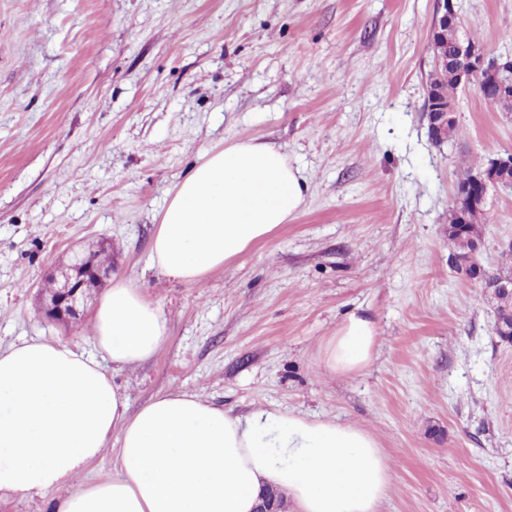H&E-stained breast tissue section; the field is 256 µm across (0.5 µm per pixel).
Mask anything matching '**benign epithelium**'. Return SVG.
Here are the masks:
<instances>
[{
  "label": "benign epithelium",
  "instance_id": "benign-epithelium-1",
  "mask_svg": "<svg viewBox=\"0 0 512 512\" xmlns=\"http://www.w3.org/2000/svg\"><path fill=\"white\" fill-rule=\"evenodd\" d=\"M438 14L435 18L432 34L448 30L454 24L457 14L452 0H438ZM443 67L451 66L459 81L474 85L480 91L495 90L502 96L512 95V80L500 77L502 71L512 69V62L500 63L487 57L483 48L461 42L455 52L440 61ZM455 106L440 100L435 94L428 93L426 118L430 135L443 141L448 131V120L455 118ZM512 180V152H506L490 161L488 166L471 177L470 183L455 193V202L461 210L477 207L486 202L489 188L499 187ZM112 274V270L95 264L92 252H81L74 262L61 274V278L52 280L50 286L40 289L43 300L42 311L46 318L61 323H74L80 319L79 307L90 298L100 284Z\"/></svg>",
  "mask_w": 512,
  "mask_h": 512
}]
</instances>
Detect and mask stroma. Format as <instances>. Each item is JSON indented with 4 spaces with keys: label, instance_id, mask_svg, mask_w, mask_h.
Wrapping results in <instances>:
<instances>
[{
    "label": "stroma",
    "instance_id": "35a3bbf8",
    "mask_svg": "<svg viewBox=\"0 0 512 512\" xmlns=\"http://www.w3.org/2000/svg\"><path fill=\"white\" fill-rule=\"evenodd\" d=\"M512 59V0H453ZM437 0H0V349L54 340L99 356L93 320H47L39 289L112 244V276L168 319L114 372L137 410L180 390L349 423L395 471L380 512H512V344L452 262L468 170L512 152V113L459 87V132L425 118ZM253 140L300 169L296 217L189 284L151 256L177 185L207 151ZM484 271L512 269V191H489ZM371 315V364L325 370L345 316ZM102 365L108 357L99 356Z\"/></svg>",
    "mask_w": 512,
    "mask_h": 512
}]
</instances>
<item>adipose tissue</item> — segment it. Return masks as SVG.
<instances>
[{"instance_id": "adipose-tissue-1", "label": "adipose tissue", "mask_w": 512, "mask_h": 512, "mask_svg": "<svg viewBox=\"0 0 512 512\" xmlns=\"http://www.w3.org/2000/svg\"><path fill=\"white\" fill-rule=\"evenodd\" d=\"M307 183L264 143L205 154L163 211L159 270L197 283L292 220ZM168 337L162 309L124 279L97 309L93 339L113 369L153 357ZM377 330L350 313L323 363L351 375L371 362ZM117 443L112 478L78 484ZM394 472L367 431L258 408L244 414L169 392L137 410L92 356L59 342L0 351V494L59 490L51 512H254L261 493H288L296 512H379Z\"/></svg>"}]
</instances>
